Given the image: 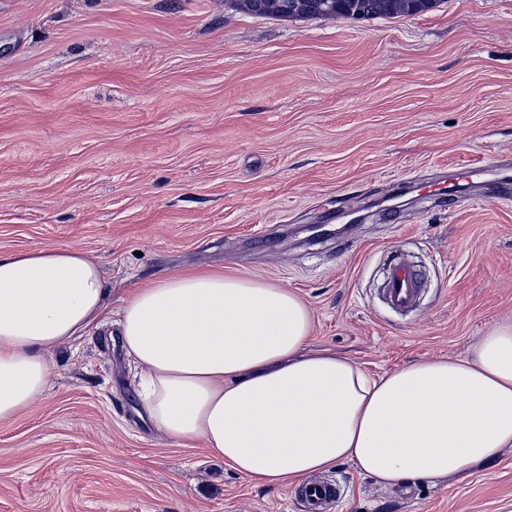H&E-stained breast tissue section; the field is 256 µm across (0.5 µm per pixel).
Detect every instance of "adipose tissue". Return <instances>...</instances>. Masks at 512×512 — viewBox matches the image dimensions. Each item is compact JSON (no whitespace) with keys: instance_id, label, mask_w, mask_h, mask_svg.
Returning a JSON list of instances; mask_svg holds the SVG:
<instances>
[{"instance_id":"1","label":"adipose tissue","mask_w":512,"mask_h":512,"mask_svg":"<svg viewBox=\"0 0 512 512\" xmlns=\"http://www.w3.org/2000/svg\"><path fill=\"white\" fill-rule=\"evenodd\" d=\"M110 290L81 250L0 254V421L50 384L44 350L77 340ZM312 315L288 289L183 273L121 309V336L143 371L144 412L178 442L264 486L349 462L386 485L437 481L512 446V322L463 358L422 359L370 377L311 351Z\"/></svg>"}]
</instances>
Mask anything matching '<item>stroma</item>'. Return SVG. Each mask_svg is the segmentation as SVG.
Wrapping results in <instances>:
<instances>
[{"mask_svg":"<svg viewBox=\"0 0 512 512\" xmlns=\"http://www.w3.org/2000/svg\"><path fill=\"white\" fill-rule=\"evenodd\" d=\"M512 165V0L397 18L251 16L226 0H0V254L73 247L110 283L49 349L41 401L0 422V512H306L202 441L156 430L119 311L208 270L310 308L311 350L370 376L464 356L512 319V193L422 185ZM422 293L383 302L393 255ZM333 512H512V447L388 487L344 463Z\"/></svg>","mask_w":512,"mask_h":512,"instance_id":"35a3bbf8","label":"stroma"}]
</instances>
